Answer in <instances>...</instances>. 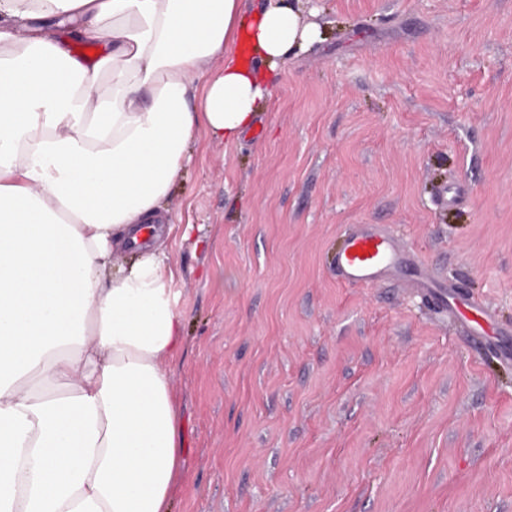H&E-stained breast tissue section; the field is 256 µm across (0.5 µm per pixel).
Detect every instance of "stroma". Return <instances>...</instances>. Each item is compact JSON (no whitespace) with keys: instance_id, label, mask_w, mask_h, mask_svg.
<instances>
[{"instance_id":"35a3bbf8","label":"stroma","mask_w":512,"mask_h":512,"mask_svg":"<svg viewBox=\"0 0 512 512\" xmlns=\"http://www.w3.org/2000/svg\"><path fill=\"white\" fill-rule=\"evenodd\" d=\"M252 130L197 133L166 203L184 343L170 512H512V366L354 227L512 327V0H308ZM457 186L462 203H448ZM333 266L339 279L358 285H372L409 273L418 288L444 302V293L430 286L424 271L405 255L400 241L376 227L359 226L352 231L336 252Z\"/></svg>"}]
</instances>
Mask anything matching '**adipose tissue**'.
<instances>
[{"instance_id":"adipose-tissue-1","label":"adipose tissue","mask_w":512,"mask_h":512,"mask_svg":"<svg viewBox=\"0 0 512 512\" xmlns=\"http://www.w3.org/2000/svg\"><path fill=\"white\" fill-rule=\"evenodd\" d=\"M321 38L292 0H0V512H169L164 203L197 132L237 142Z\"/></svg>"}]
</instances>
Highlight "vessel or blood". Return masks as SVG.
<instances>
[{"instance_id":"b4317fda","label":"vessel or blood","mask_w":512,"mask_h":512,"mask_svg":"<svg viewBox=\"0 0 512 512\" xmlns=\"http://www.w3.org/2000/svg\"><path fill=\"white\" fill-rule=\"evenodd\" d=\"M333 266L337 277L349 284L372 285L407 273L418 287L429 286L423 270L406 256L400 241L372 226L357 227L346 237Z\"/></svg>"}]
</instances>
